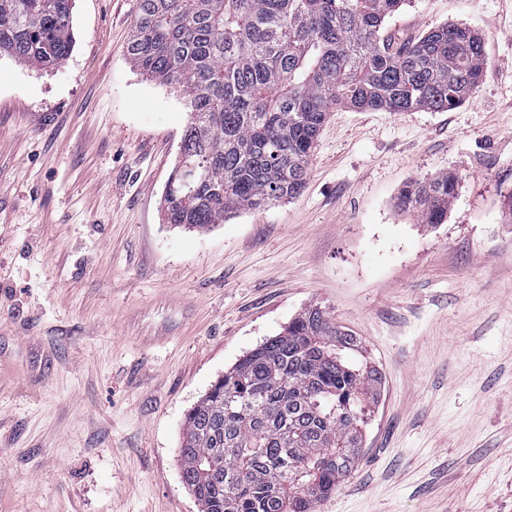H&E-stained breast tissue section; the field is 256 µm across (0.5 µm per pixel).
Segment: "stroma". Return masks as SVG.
I'll return each instance as SVG.
<instances>
[{
	"mask_svg": "<svg viewBox=\"0 0 512 512\" xmlns=\"http://www.w3.org/2000/svg\"><path fill=\"white\" fill-rule=\"evenodd\" d=\"M138 0H74L75 45L0 56V512H199L187 413L318 304L382 373L358 462L315 512H512V0H408L488 60L443 112L334 107L299 196L165 224L189 109L134 71ZM451 174L443 223L401 211Z\"/></svg>",
	"mask_w": 512,
	"mask_h": 512,
	"instance_id": "obj_1",
	"label": "stroma"
}]
</instances>
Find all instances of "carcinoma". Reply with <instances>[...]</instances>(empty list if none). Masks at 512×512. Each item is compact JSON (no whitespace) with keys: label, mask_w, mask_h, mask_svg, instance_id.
<instances>
[{"label":"carcinoma","mask_w":512,"mask_h":512,"mask_svg":"<svg viewBox=\"0 0 512 512\" xmlns=\"http://www.w3.org/2000/svg\"><path fill=\"white\" fill-rule=\"evenodd\" d=\"M73 0H0V54L36 70L73 49ZM405 0H140L132 67L189 108L164 220L204 230L305 187L333 105L443 111L482 81L469 27L438 25L400 47L381 37ZM454 176L411 180L398 207L440 224ZM312 305L219 378L186 416L183 479L199 512H314L351 473L381 372Z\"/></svg>","instance_id":"1"}]
</instances>
